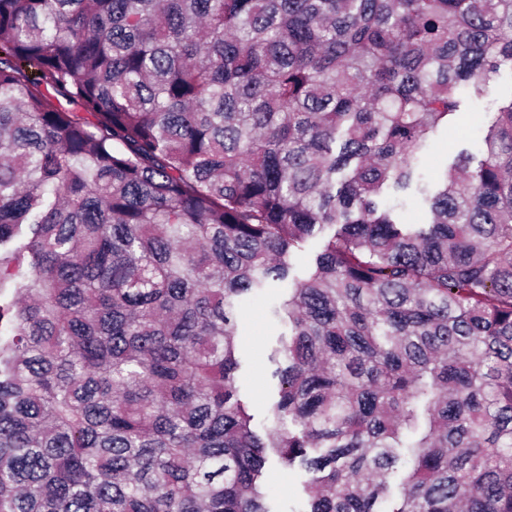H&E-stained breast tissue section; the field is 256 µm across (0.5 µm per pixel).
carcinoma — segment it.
<instances>
[{
  "label": "carcinoma",
  "instance_id": "1",
  "mask_svg": "<svg viewBox=\"0 0 512 512\" xmlns=\"http://www.w3.org/2000/svg\"><path fill=\"white\" fill-rule=\"evenodd\" d=\"M505 66L512 0H0V512H512V96L415 175ZM453 149H448V139L446 138H438L433 140L426 153L421 156L417 171L421 173L425 179L430 178L441 163L445 162L447 159H451L449 157V153L452 152ZM288 282L270 288L264 295L243 301L237 309V336L245 362L238 375L237 385L250 403L255 424L262 430L267 408L272 398L270 371L265 351L283 330L271 315L273 305L280 299ZM305 479L301 472H283L272 467L268 473V484L276 494L280 511L299 510L302 504V482Z\"/></svg>",
  "mask_w": 512,
  "mask_h": 512
}]
</instances>
